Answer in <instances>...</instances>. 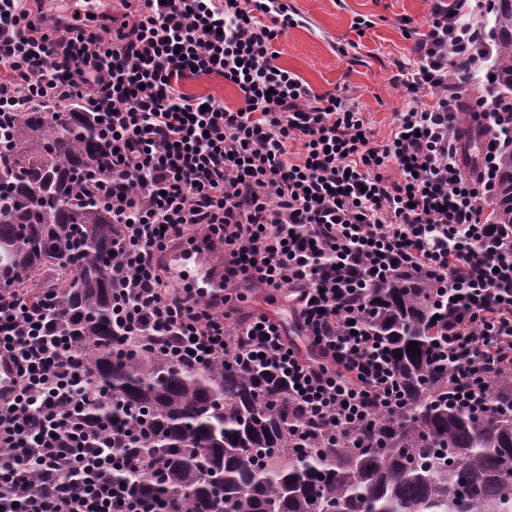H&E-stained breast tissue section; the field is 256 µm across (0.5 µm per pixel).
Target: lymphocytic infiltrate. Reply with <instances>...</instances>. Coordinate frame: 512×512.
<instances>
[{"mask_svg": "<svg viewBox=\"0 0 512 512\" xmlns=\"http://www.w3.org/2000/svg\"><path fill=\"white\" fill-rule=\"evenodd\" d=\"M42 4L0 0V112L75 95L100 117L112 314L130 342L166 341L164 356L199 367L270 368L311 417L349 425L402 406L360 293L427 274L446 299L434 342L454 363L448 401L487 409L512 369V235L481 219L512 148V100L490 80L491 0H430L424 28L406 30L415 58L396 81L411 103L383 143L349 99L278 64L275 40L299 24L287 0H122L94 26L49 21ZM211 76L236 87L238 108L182 89ZM471 84L483 95L467 99ZM466 113L484 137L471 175ZM185 243L223 256L225 291L172 287L160 256ZM238 282L287 293L312 357L268 316L226 328ZM59 308L55 289L31 304L0 287V358L15 369L0 396V512H166L115 480L141 463L105 439L111 423L88 420L85 357L50 330Z\"/></svg>", "mask_w": 512, "mask_h": 512, "instance_id": "f902f5d3", "label": "lymphocytic infiltrate"}]
</instances>
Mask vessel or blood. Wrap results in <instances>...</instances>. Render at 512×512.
<instances>
[{
    "mask_svg": "<svg viewBox=\"0 0 512 512\" xmlns=\"http://www.w3.org/2000/svg\"><path fill=\"white\" fill-rule=\"evenodd\" d=\"M163 263L171 281L194 291L216 287L222 280L213 255L204 246L185 245L165 253Z\"/></svg>",
    "mask_w": 512,
    "mask_h": 512,
    "instance_id": "vessel-or-blood-1",
    "label": "vessel or blood"
}]
</instances>
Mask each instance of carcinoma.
Segmentation results:
<instances>
[{
  "label": "carcinoma",
  "mask_w": 512,
  "mask_h": 512,
  "mask_svg": "<svg viewBox=\"0 0 512 512\" xmlns=\"http://www.w3.org/2000/svg\"><path fill=\"white\" fill-rule=\"evenodd\" d=\"M495 86L512 92V0H495ZM0 285L63 270L54 324L84 353L100 400L135 434L113 447L149 463L136 478L171 512H512V373L487 412L448 404V361L432 355L437 283L393 277L366 289L403 409L332 428L265 367L197 368L130 347L112 320V172L96 122L77 103L0 121ZM489 223L512 230V151L497 157ZM417 342L420 352H407Z\"/></svg>",
  "instance_id": "cac0c4a2"
}]
</instances>
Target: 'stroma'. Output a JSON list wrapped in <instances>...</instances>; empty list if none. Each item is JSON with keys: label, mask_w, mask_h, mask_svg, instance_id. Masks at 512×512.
<instances>
[{"label": "stroma", "mask_w": 512, "mask_h": 512, "mask_svg": "<svg viewBox=\"0 0 512 512\" xmlns=\"http://www.w3.org/2000/svg\"><path fill=\"white\" fill-rule=\"evenodd\" d=\"M288 4L301 23L276 42L279 64L315 93L332 91L350 99L378 138H389L395 112L409 104L395 80L399 64L413 59L412 43L403 29L425 24L428 0H288ZM359 15L371 19L372 28L354 30L352 22ZM344 46L349 49L345 55L340 52ZM241 294V300L232 303V323L264 312L284 324L290 340L306 347L286 297L254 287L242 289Z\"/></svg>", "instance_id": "35a3bbf8"}]
</instances>
